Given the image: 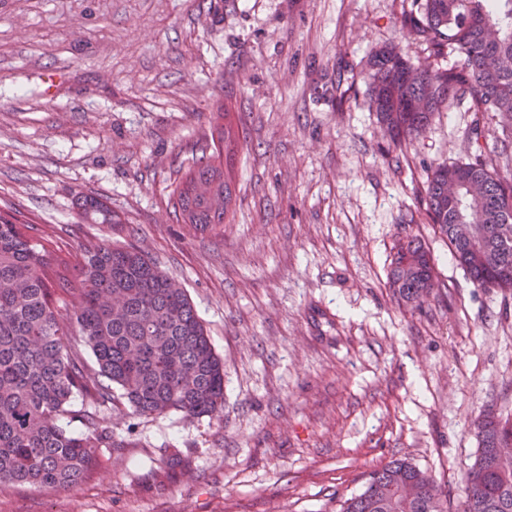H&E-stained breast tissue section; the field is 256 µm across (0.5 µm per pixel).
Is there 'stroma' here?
I'll use <instances>...</instances> for the list:
<instances>
[{"label": "stroma", "mask_w": 512, "mask_h": 512, "mask_svg": "<svg viewBox=\"0 0 512 512\" xmlns=\"http://www.w3.org/2000/svg\"><path fill=\"white\" fill-rule=\"evenodd\" d=\"M416 0H0V209L76 278L84 249L142 250L186 289L224 361L220 416L98 406L116 442L70 489L0 484V512H339L404 459L461 512L475 420L512 411V291L477 287L428 222L427 177L483 152L512 178L502 131L465 106L387 139L369 60L430 51ZM224 155L229 223L178 221L176 176ZM483 136L473 141L471 129ZM96 197L116 224L80 222ZM419 237L440 286L419 310L388 288ZM179 450L186 467L169 478Z\"/></svg>", "instance_id": "stroma-1"}]
</instances>
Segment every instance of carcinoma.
<instances>
[{"mask_svg": "<svg viewBox=\"0 0 512 512\" xmlns=\"http://www.w3.org/2000/svg\"><path fill=\"white\" fill-rule=\"evenodd\" d=\"M434 56L452 53L448 68L415 66L394 47L369 61V91L394 141L421 134L433 115L453 104L498 119L512 138V0H423L406 17ZM217 140L193 160L172 190L174 212L199 231L228 217L224 182V113ZM461 189V210L448 207V189ZM430 223L481 288L512 290V180L488 162L436 165L426 189ZM77 216L118 224L102 202L80 195ZM29 225L0 214V483L74 487L97 464V449L120 447L97 415L75 411V398L96 402L119 390L141 415L171 411L189 418L224 407V364L184 288L132 246L103 241L83 251L77 269L79 335L91 348L103 386L64 348L67 328L55 305L48 270L55 258L28 235ZM389 288L401 302L422 306L437 287L430 252L416 237L400 243ZM76 413L86 428L74 436L58 424ZM479 455L466 479L462 512H512V412L485 413L476 424ZM340 512H448L431 476L405 460L373 470L365 490Z\"/></svg>", "mask_w": 512, "mask_h": 512, "instance_id": "cac0c4a2", "label": "carcinoma"}]
</instances>
